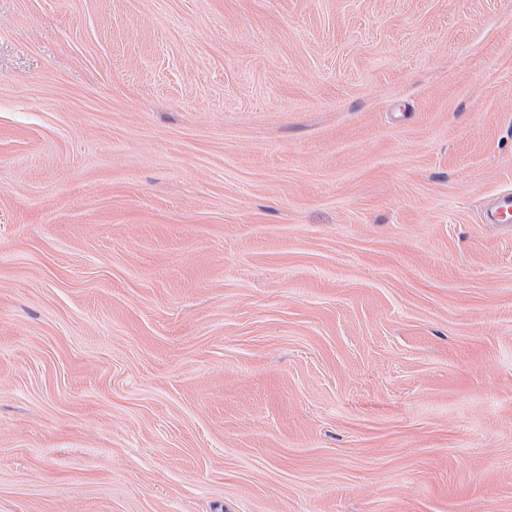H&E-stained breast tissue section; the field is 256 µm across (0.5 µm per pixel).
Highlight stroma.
I'll list each match as a JSON object with an SVG mask.
<instances>
[{"label": "stroma", "instance_id": "35a3bbf8", "mask_svg": "<svg viewBox=\"0 0 512 512\" xmlns=\"http://www.w3.org/2000/svg\"><path fill=\"white\" fill-rule=\"evenodd\" d=\"M512 0H0V512H512ZM485 220L491 224H509L512 221V193L500 194L485 207Z\"/></svg>", "mask_w": 512, "mask_h": 512}]
</instances>
